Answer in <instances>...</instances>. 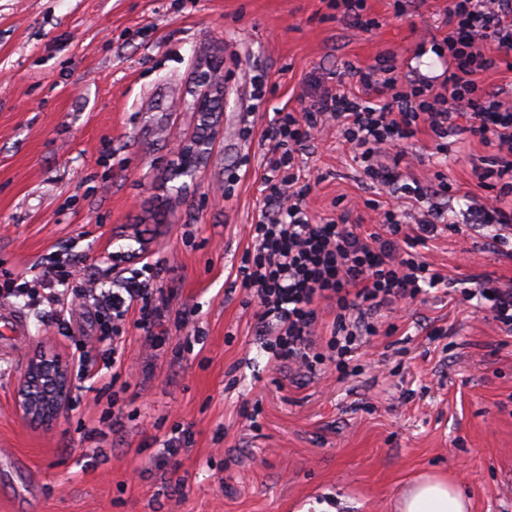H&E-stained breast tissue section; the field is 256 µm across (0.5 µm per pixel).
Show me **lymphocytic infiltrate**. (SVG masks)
Instances as JSON below:
<instances>
[{"label": "lymphocytic infiltrate", "instance_id": "1", "mask_svg": "<svg viewBox=\"0 0 512 512\" xmlns=\"http://www.w3.org/2000/svg\"><path fill=\"white\" fill-rule=\"evenodd\" d=\"M440 24L448 50L441 84L400 76L384 54L374 65L350 69V84H321L299 111L278 109L268 119L262 199L236 277L254 305L257 333L274 367L288 365L305 376L332 368L350 376L356 353L376 335L384 309L445 284L423 250L440 232L457 231L449 204L456 192L443 172L424 187L402 171L418 134L429 133L436 151L444 153L449 130L461 126L491 147L490 157L472 168L488 194L472 197L468 209L480 226L491 229L494 242L512 237V99L487 90L481 81L498 60L512 70V0H449ZM331 124L371 183L391 187L402 200L398 206L365 200L374 231L351 221L352 207L335 218L307 208L311 186L300 181L297 156ZM42 278L53 284L41 299L54 310L56 324L64 323L80 299L95 298L111 313L113 370L122 366L130 311H137L150 344H162L152 333L165 313L156 303L151 277H128L100 294L69 285L58 265L48 266ZM461 300L512 331V283L475 275ZM326 307L334 318L329 335L322 337L318 330Z\"/></svg>", "mask_w": 512, "mask_h": 512}]
</instances>
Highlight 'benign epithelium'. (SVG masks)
Masks as SVG:
<instances>
[{
  "label": "benign epithelium",
  "mask_w": 512,
  "mask_h": 512,
  "mask_svg": "<svg viewBox=\"0 0 512 512\" xmlns=\"http://www.w3.org/2000/svg\"><path fill=\"white\" fill-rule=\"evenodd\" d=\"M196 109L209 112L212 79L203 73L199 79ZM176 162L171 171L182 177H193L201 154L196 148L180 143L175 148ZM74 365L59 354L39 349L27 357L21 368L16 392V407L21 416L31 422L49 424L70 406L74 384Z\"/></svg>",
  "instance_id": "obj_1"
}]
</instances>
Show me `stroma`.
I'll list each match as a JSON object with an SVG mask.
<instances>
[{"label": "stroma", "mask_w": 512, "mask_h": 512, "mask_svg": "<svg viewBox=\"0 0 512 512\" xmlns=\"http://www.w3.org/2000/svg\"><path fill=\"white\" fill-rule=\"evenodd\" d=\"M447 3L407 0L398 16L367 0L366 33L323 0H0V284L39 277L52 255L81 288L153 264L167 309L161 347L127 323L120 377L77 380L72 407L41 425L15 407L26 357L76 360L111 323L80 303L61 330L47 304L0 294L26 323L0 341V512H397L425 472L459 481L470 512H512V334L488 312L431 290L385 313L356 374L299 382L269 364L235 278L264 173L265 120L242 132L251 75L288 111L385 52L399 74L440 76L427 47ZM203 72L222 92L211 115L194 109ZM201 136L194 177L172 178L174 146ZM415 148L411 177L444 171L465 211L480 192L470 160L489 148L465 132L444 155L426 134ZM300 162L314 214L376 193L335 128ZM119 250L133 257L116 267ZM425 256L453 279L512 281L476 225ZM179 428L190 444L157 463Z\"/></svg>", "instance_id": "35a3bbf8"}]
</instances>
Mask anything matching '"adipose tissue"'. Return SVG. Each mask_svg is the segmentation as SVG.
<instances>
[{
	"label": "adipose tissue",
	"instance_id": "1",
	"mask_svg": "<svg viewBox=\"0 0 512 512\" xmlns=\"http://www.w3.org/2000/svg\"><path fill=\"white\" fill-rule=\"evenodd\" d=\"M397 509L398 512H467V499L447 478L426 475L404 491Z\"/></svg>",
	"mask_w": 512,
	"mask_h": 512
}]
</instances>
